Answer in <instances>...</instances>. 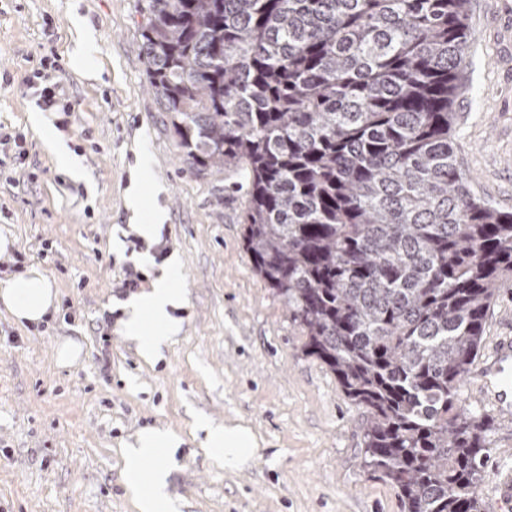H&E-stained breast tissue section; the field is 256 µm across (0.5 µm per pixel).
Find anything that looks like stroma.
<instances>
[{"label":"stroma","mask_w":512,"mask_h":512,"mask_svg":"<svg viewBox=\"0 0 512 512\" xmlns=\"http://www.w3.org/2000/svg\"><path fill=\"white\" fill-rule=\"evenodd\" d=\"M94 34L96 72L76 73L74 19ZM135 0H0V129L26 135L27 155L0 172V235L25 262H41L61 308L43 330L15 323L0 308V512H132L121 444L138 429L164 424L179 433L170 492L180 512H404L397 489L362 465V411L335 376L303 351L304 338L251 267L243 246L241 193L225 174L193 173L166 112L148 90L137 44ZM55 50L76 104L50 116L86 177L55 164L27 79L42 52ZM471 64L456 102L461 167L478 194L512 211V0H472ZM152 164L139 170L137 154ZM159 183L167 210L154 253L177 250L186 293L185 333L155 365L105 321L125 297L133 260L145 244L128 237L124 258L110 249L126 226L132 176ZM51 246L41 258L43 246ZM512 336V288L487 313L482 354ZM78 341V362L59 365L62 338ZM475 378L463 397L493 422L478 487L481 512H498L499 485L512 480V417L479 402ZM249 426L260 440L242 470L216 468L191 421Z\"/></svg>","instance_id":"obj_1"}]
</instances>
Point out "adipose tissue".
<instances>
[{
	"instance_id": "obj_1",
	"label": "adipose tissue",
	"mask_w": 512,
	"mask_h": 512,
	"mask_svg": "<svg viewBox=\"0 0 512 512\" xmlns=\"http://www.w3.org/2000/svg\"><path fill=\"white\" fill-rule=\"evenodd\" d=\"M126 200L128 233L149 246L159 243L167 218L165 209L158 202H146L136 178L127 189ZM139 262L150 270L148 283L128 293L126 299L116 300V332L132 345L142 362L152 364L162 359L165 349L183 333L181 312L186 298L183 289L176 286L182 260L175 251L160 261L146 251ZM0 305L16 323L39 325L57 312L58 289L40 265L31 264L0 279ZM193 427L204 433L200 446L217 467L237 470L253 462L257 455L259 439L244 424H217L197 416ZM181 443L179 434L171 428L153 426L141 429L124 444L121 454L125 491L134 512H179L180 506L169 491L171 470L166 461L174 457Z\"/></svg>"
}]
</instances>
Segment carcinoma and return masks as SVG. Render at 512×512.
Instances as JSON below:
<instances>
[{"label":"carcinoma","mask_w":512,"mask_h":512,"mask_svg":"<svg viewBox=\"0 0 512 512\" xmlns=\"http://www.w3.org/2000/svg\"><path fill=\"white\" fill-rule=\"evenodd\" d=\"M139 53L199 174L239 172L254 272L364 409L404 512H481L461 385L512 285V212L470 189L453 111L470 0H136Z\"/></svg>","instance_id":"obj_1"}]
</instances>
